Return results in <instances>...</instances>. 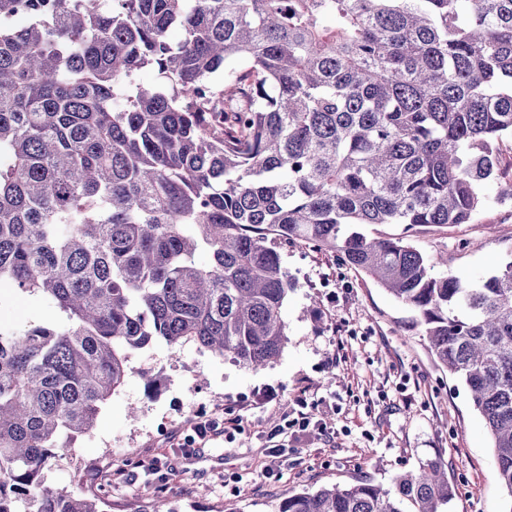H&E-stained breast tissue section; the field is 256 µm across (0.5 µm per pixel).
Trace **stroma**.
Masks as SVG:
<instances>
[{"instance_id": "stroma-1", "label": "stroma", "mask_w": 512, "mask_h": 512, "mask_svg": "<svg viewBox=\"0 0 512 512\" xmlns=\"http://www.w3.org/2000/svg\"><path fill=\"white\" fill-rule=\"evenodd\" d=\"M365 234H407L436 271L464 280L512 260V202L489 199L469 224ZM282 263L295 281L282 315L288 342L255 370L193 342L156 340L132 351L122 384L94 428L60 449L49 486L111 478L101 512H152L167 496L173 512H278L288 492L369 481L390 486L421 461L446 463L457 490L451 512H512L496 477L491 439L468 388L412 329V311L365 275L305 245ZM45 300L0 301V322L56 320ZM309 417L299 431V415ZM223 419L226 433L184 453L176 442L196 422ZM282 428L288 458L273 463L266 435ZM126 480L115 479L118 471Z\"/></svg>"}]
</instances>
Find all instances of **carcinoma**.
Returning <instances> with one entry per match:
<instances>
[{
  "label": "carcinoma",
  "instance_id": "1",
  "mask_svg": "<svg viewBox=\"0 0 512 512\" xmlns=\"http://www.w3.org/2000/svg\"><path fill=\"white\" fill-rule=\"evenodd\" d=\"M145 68L158 84L137 81ZM509 136L512 0H0V296L59 313L0 323V512H100L44 476L128 352L163 339L275 360L294 287L281 243L412 308L512 494V261L472 284L360 231L467 224L490 183L512 201ZM455 498L429 459L389 488L290 492L279 512Z\"/></svg>",
  "mask_w": 512,
  "mask_h": 512
}]
</instances>
